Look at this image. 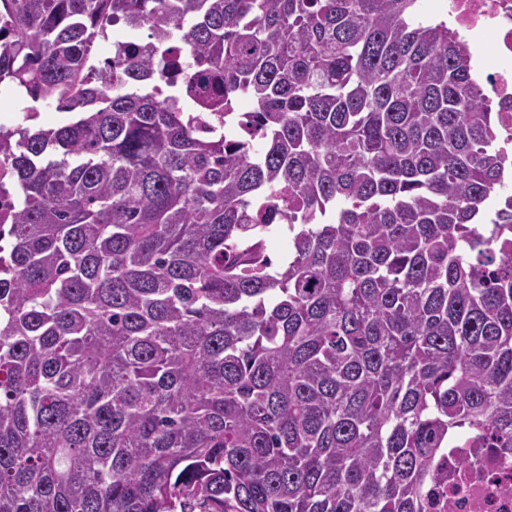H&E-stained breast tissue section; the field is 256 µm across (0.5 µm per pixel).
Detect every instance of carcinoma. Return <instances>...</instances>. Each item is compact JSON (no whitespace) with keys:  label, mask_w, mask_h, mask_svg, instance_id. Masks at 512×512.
<instances>
[{"label":"carcinoma","mask_w":512,"mask_h":512,"mask_svg":"<svg viewBox=\"0 0 512 512\" xmlns=\"http://www.w3.org/2000/svg\"><path fill=\"white\" fill-rule=\"evenodd\" d=\"M418 2L0 0L64 114L0 125V512H424L512 448V151Z\"/></svg>","instance_id":"carcinoma-1"}]
</instances>
